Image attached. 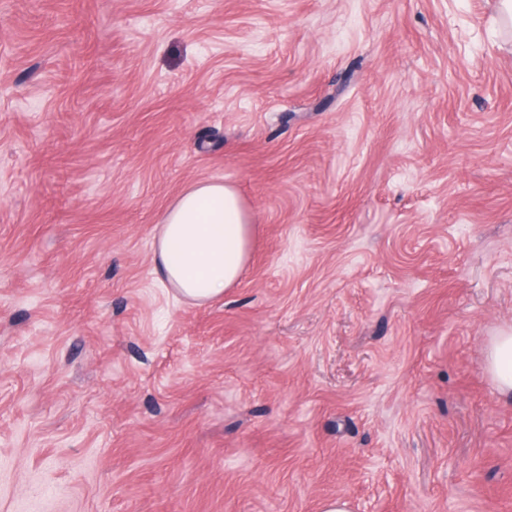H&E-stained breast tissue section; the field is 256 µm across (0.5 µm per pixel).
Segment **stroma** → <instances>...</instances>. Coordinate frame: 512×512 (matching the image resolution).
Listing matches in <instances>:
<instances>
[{"mask_svg":"<svg viewBox=\"0 0 512 512\" xmlns=\"http://www.w3.org/2000/svg\"><path fill=\"white\" fill-rule=\"evenodd\" d=\"M236 186L248 272L153 240ZM496 0H0V512H512ZM253 225L234 186L220 180L192 185L158 226L153 243L157 280L186 301L223 298L248 269ZM484 367L498 392L512 395V332L495 336L490 342Z\"/></svg>","mask_w":512,"mask_h":512,"instance_id":"35a3bbf8","label":"stroma"}]
</instances>
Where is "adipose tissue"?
I'll use <instances>...</instances> for the list:
<instances>
[{"mask_svg":"<svg viewBox=\"0 0 512 512\" xmlns=\"http://www.w3.org/2000/svg\"><path fill=\"white\" fill-rule=\"evenodd\" d=\"M252 216L238 190L220 180L196 183L166 211L153 243L157 280L183 300L223 298L250 262ZM484 367L498 392L512 395V332L490 342Z\"/></svg>","mask_w":512,"mask_h":512,"instance_id":"1","label":"adipose tissue"}]
</instances>
